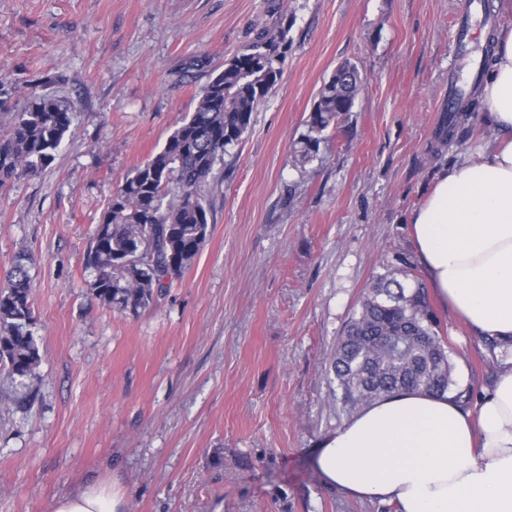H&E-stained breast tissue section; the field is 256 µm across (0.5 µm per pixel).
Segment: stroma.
Segmentation results:
<instances>
[{"label":"stroma","instance_id":"1","mask_svg":"<svg viewBox=\"0 0 512 512\" xmlns=\"http://www.w3.org/2000/svg\"><path fill=\"white\" fill-rule=\"evenodd\" d=\"M465 0H0V86L65 99L73 121L45 172L0 191V284L32 259L36 399L0 402V512H53L91 485L124 512H395L314 464L348 419L336 342L376 277L426 283L409 217L442 170L495 138L483 110L453 136ZM282 76L209 178V236L149 308L102 306L83 257L126 175L166 142L214 72L269 25ZM343 62L351 112L300 163L296 144ZM458 390L497 355L437 299Z\"/></svg>","mask_w":512,"mask_h":512}]
</instances>
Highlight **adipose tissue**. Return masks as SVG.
Here are the masks:
<instances>
[{"instance_id": "adipose-tissue-1", "label": "adipose tissue", "mask_w": 512, "mask_h": 512, "mask_svg": "<svg viewBox=\"0 0 512 512\" xmlns=\"http://www.w3.org/2000/svg\"><path fill=\"white\" fill-rule=\"evenodd\" d=\"M479 93L495 142L439 177L411 231L438 300L512 352V25L495 37ZM315 465L341 492L397 512H512V355L470 409L414 389L377 399L323 441ZM120 503L90 487L54 512H119Z\"/></svg>"}]
</instances>
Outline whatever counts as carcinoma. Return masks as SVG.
<instances>
[{"label": "carcinoma", "instance_id": "cac0c4a2", "mask_svg": "<svg viewBox=\"0 0 512 512\" xmlns=\"http://www.w3.org/2000/svg\"><path fill=\"white\" fill-rule=\"evenodd\" d=\"M287 47L285 27L258 33L202 88L195 110L163 148L113 193L84 257L89 289L101 304L133 313L146 309L165 281L197 256L209 235V177L275 88ZM361 84L358 73L341 87L334 75L324 83L298 141L303 161L317 159L328 130L352 111ZM8 102L0 92V112L10 116L7 131L0 132V189L20 173L49 168L73 120L63 100L38 93L34 83L24 109L15 112ZM27 261L16 256L0 286V369L34 381L41 356L30 329L34 298ZM333 368L344 413L399 389L445 394L455 386L424 288L408 290L391 273L364 294L337 343Z\"/></svg>", "mask_w": 512, "mask_h": 512}]
</instances>
